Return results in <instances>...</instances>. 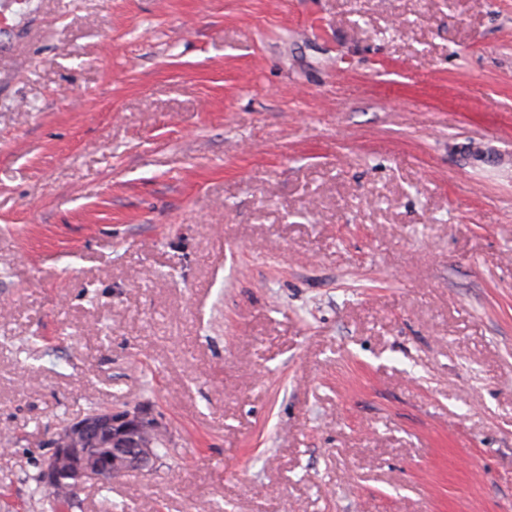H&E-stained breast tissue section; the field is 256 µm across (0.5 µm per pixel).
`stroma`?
I'll return each instance as SVG.
<instances>
[{"label": "stroma", "instance_id": "obj_1", "mask_svg": "<svg viewBox=\"0 0 512 512\" xmlns=\"http://www.w3.org/2000/svg\"><path fill=\"white\" fill-rule=\"evenodd\" d=\"M0 512H512V0H0ZM94 407L90 412L68 423L50 442L51 452L44 461L41 481L50 490L72 491L86 479L116 478L131 470L151 471L156 457L138 434L156 429L138 410ZM104 437L112 442V459L90 457L86 448H99L96 441ZM79 439L80 444H72ZM87 442H90L88 444ZM64 461L65 467L60 463Z\"/></svg>", "mask_w": 512, "mask_h": 512}]
</instances>
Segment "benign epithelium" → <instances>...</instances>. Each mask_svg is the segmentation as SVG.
Instances as JSON below:
<instances>
[{
  "label": "benign epithelium",
  "instance_id": "1",
  "mask_svg": "<svg viewBox=\"0 0 512 512\" xmlns=\"http://www.w3.org/2000/svg\"><path fill=\"white\" fill-rule=\"evenodd\" d=\"M154 428L156 424L138 411L88 412L68 423L51 440L42 484L50 490L72 491L87 479H114L131 470L150 471L156 457L138 434ZM103 437L112 442V457L89 456L86 448L97 447L96 441Z\"/></svg>",
  "mask_w": 512,
  "mask_h": 512
}]
</instances>
